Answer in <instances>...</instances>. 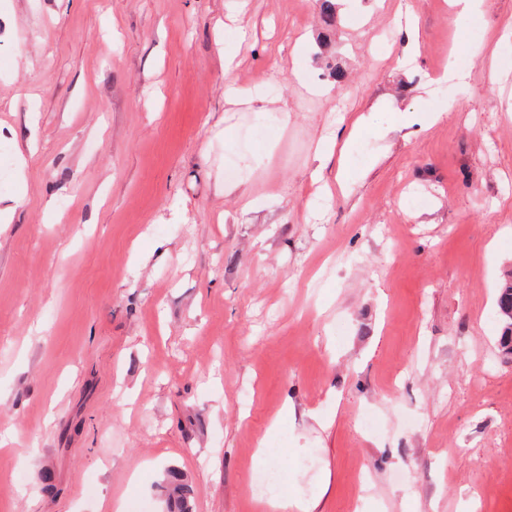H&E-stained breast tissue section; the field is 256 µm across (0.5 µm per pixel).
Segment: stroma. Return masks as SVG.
I'll return each mask as SVG.
<instances>
[{
	"instance_id": "obj_1",
	"label": "stroma",
	"mask_w": 512,
	"mask_h": 512,
	"mask_svg": "<svg viewBox=\"0 0 512 512\" xmlns=\"http://www.w3.org/2000/svg\"><path fill=\"white\" fill-rule=\"evenodd\" d=\"M336 12L0 0V512H512V0ZM498 317L504 325L501 347L506 355L512 354V279L507 275L497 299ZM169 512H191L194 489L185 476L176 469L166 471Z\"/></svg>"
}]
</instances>
